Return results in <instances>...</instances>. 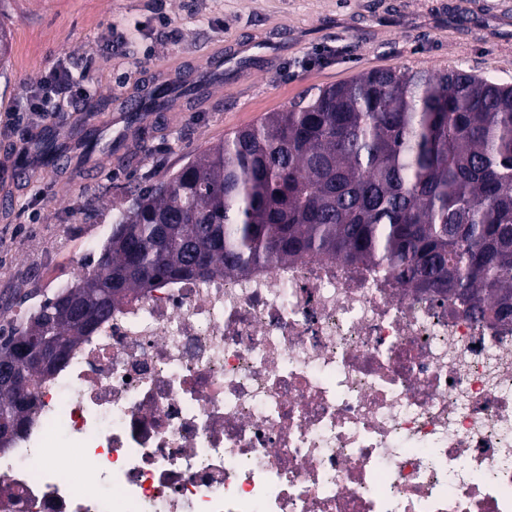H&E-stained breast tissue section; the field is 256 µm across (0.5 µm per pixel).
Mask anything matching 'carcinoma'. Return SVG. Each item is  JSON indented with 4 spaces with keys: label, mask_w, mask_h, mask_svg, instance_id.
I'll list each match as a JSON object with an SVG mask.
<instances>
[{
    "label": "carcinoma",
    "mask_w": 512,
    "mask_h": 512,
    "mask_svg": "<svg viewBox=\"0 0 512 512\" xmlns=\"http://www.w3.org/2000/svg\"><path fill=\"white\" fill-rule=\"evenodd\" d=\"M168 98L156 87L142 111ZM302 256L512 316V85L461 68L364 72L127 191L97 260L3 338L19 380L0 384V421L25 423L37 378L64 362L43 371L11 344L55 336L70 349L143 288Z\"/></svg>",
    "instance_id": "obj_1"
}]
</instances>
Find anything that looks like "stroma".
<instances>
[{
    "mask_svg": "<svg viewBox=\"0 0 512 512\" xmlns=\"http://www.w3.org/2000/svg\"><path fill=\"white\" fill-rule=\"evenodd\" d=\"M0 24L12 33L0 112L57 66L89 92L0 130V333L98 257L86 243L100 193L121 202L304 91L386 68L460 67L512 84V0H0ZM159 84L169 104L124 152L98 161L78 149L77 132L107 129ZM45 133L62 164L14 174L13 157Z\"/></svg>",
    "mask_w": 512,
    "mask_h": 512,
    "instance_id": "stroma-1",
    "label": "stroma"
}]
</instances>
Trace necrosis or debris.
Here are the masks:
<instances>
[{
    "label": "necrosis or debris",
    "instance_id": "obj_1",
    "mask_svg": "<svg viewBox=\"0 0 512 512\" xmlns=\"http://www.w3.org/2000/svg\"><path fill=\"white\" fill-rule=\"evenodd\" d=\"M35 391L0 512H512V321L362 265L143 289Z\"/></svg>",
    "mask_w": 512,
    "mask_h": 512
}]
</instances>
